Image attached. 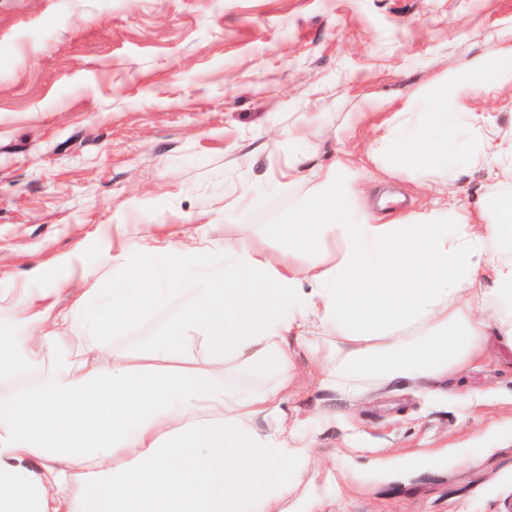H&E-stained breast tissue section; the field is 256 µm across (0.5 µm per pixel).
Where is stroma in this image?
I'll return each instance as SVG.
<instances>
[{
  "label": "stroma",
  "instance_id": "1",
  "mask_svg": "<svg viewBox=\"0 0 512 512\" xmlns=\"http://www.w3.org/2000/svg\"><path fill=\"white\" fill-rule=\"evenodd\" d=\"M507 19L512 0H0V294L111 279L135 225L188 235L208 203L216 237L263 234L310 193L288 181L287 128L310 119L303 165L333 168L370 143L374 101L481 55ZM354 112L371 120L349 139ZM432 185L395 182L387 216L430 204ZM244 186L256 203L225 211ZM295 370V404L331 415L316 431L336 470L299 512H512V437L494 432L512 416V358L498 344L459 380L478 398L465 413L401 388L345 400L304 356Z\"/></svg>",
  "mask_w": 512,
  "mask_h": 512
}]
</instances>
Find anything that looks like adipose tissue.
I'll return each instance as SVG.
<instances>
[{
    "mask_svg": "<svg viewBox=\"0 0 512 512\" xmlns=\"http://www.w3.org/2000/svg\"><path fill=\"white\" fill-rule=\"evenodd\" d=\"M446 79L412 91L365 152L384 175L440 170L429 210L381 222L336 169L291 168L312 194L267 237L210 223L160 245L130 237L108 281L58 304L63 281L11 298L0 317V512H297L318 445L288 407L294 356L347 400L404 384L468 408L448 382L490 340L512 349V139L475 100L512 89V21ZM492 182L448 196L459 168ZM183 308L129 350L131 327L181 292ZM85 344L69 359L68 332Z\"/></svg>",
    "mask_w": 512,
    "mask_h": 512,
    "instance_id": "ef3b65f1",
    "label": "adipose tissue"
}]
</instances>
